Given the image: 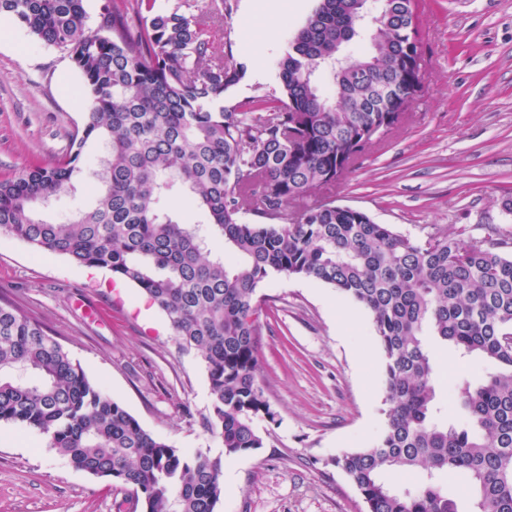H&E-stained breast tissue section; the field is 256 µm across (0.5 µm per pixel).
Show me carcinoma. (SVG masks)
Instances as JSON below:
<instances>
[{"mask_svg": "<svg viewBox=\"0 0 512 512\" xmlns=\"http://www.w3.org/2000/svg\"><path fill=\"white\" fill-rule=\"evenodd\" d=\"M83 2L0 0V13L68 53L88 106L63 158L0 175V235L106 268L162 311L180 348L205 367L207 425L227 456L263 447L256 419H274L257 381L259 288L272 274L335 288L367 311L383 357V429L331 458L366 512H460L461 497L470 512H512L507 243L415 241L326 200L288 213L391 135L423 91L401 68L421 0H378L370 48L347 55L340 70L336 52L366 31L369 0H318L283 49L279 90L229 107L226 94L247 69L210 36L226 0L201 15L157 0H105L94 29ZM89 142L100 146L93 206L65 221L40 218L37 207L73 187ZM174 199L203 220L176 221ZM214 236L233 262L212 252ZM429 336L487 365L476 387L457 377L464 414L452 425L437 418ZM2 424L44 435L74 468L115 485L124 492L117 512H129L131 493L134 512H216L224 499L221 458L146 430L40 321L0 305ZM405 472L418 481L385 480Z\"/></svg>", "mask_w": 512, "mask_h": 512, "instance_id": "cac0c4a2", "label": "carcinoma"}]
</instances>
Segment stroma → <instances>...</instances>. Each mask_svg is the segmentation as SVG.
I'll use <instances>...</instances> for the list:
<instances>
[{
  "label": "stroma",
  "instance_id": "stroma-1",
  "mask_svg": "<svg viewBox=\"0 0 512 512\" xmlns=\"http://www.w3.org/2000/svg\"><path fill=\"white\" fill-rule=\"evenodd\" d=\"M254 4L228 0L224 22L212 28L247 67L226 97L230 105L277 89L281 50L316 0H286L264 29L245 21ZM419 32L422 96L326 195L419 241L491 234L512 242V215L503 209L512 197V0H425ZM16 33V42L0 43V173L62 158L86 111L67 52L24 28ZM257 296L258 381L275 418L257 422L262 448L228 457L206 424L204 366L179 350L160 310L142 312L139 290L116 287L110 271L94 276L0 236V302L42 321L145 429L177 448L222 458L218 512H365L330 459L365 446L385 421L383 361L369 318L334 288L283 274ZM432 348L447 367L437 400L453 423L460 400L448 386L469 363L445 344ZM119 498L58 456L43 435L0 427V512H116Z\"/></svg>",
  "mask_w": 512,
  "mask_h": 512
}]
</instances>
